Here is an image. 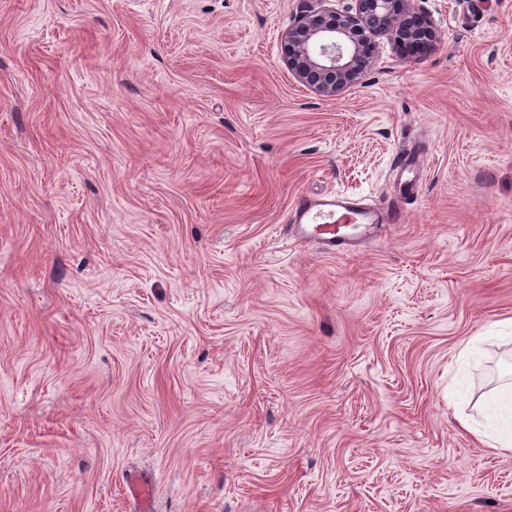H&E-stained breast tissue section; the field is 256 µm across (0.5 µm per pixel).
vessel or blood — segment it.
<instances>
[{
    "instance_id": "obj_1",
    "label": "vessel or blood",
    "mask_w": 512,
    "mask_h": 512,
    "mask_svg": "<svg viewBox=\"0 0 512 512\" xmlns=\"http://www.w3.org/2000/svg\"><path fill=\"white\" fill-rule=\"evenodd\" d=\"M402 218L398 202L370 203L339 192L300 194L289 207L283 229L293 242L315 246L327 255H344L357 247L358 236H373L383 225L401 223ZM128 492L141 512H153L152 485L134 479Z\"/></svg>"
}]
</instances>
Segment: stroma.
<instances>
[{
	"label": "stroma",
	"instance_id": "obj_1",
	"mask_svg": "<svg viewBox=\"0 0 512 512\" xmlns=\"http://www.w3.org/2000/svg\"><path fill=\"white\" fill-rule=\"evenodd\" d=\"M298 5L0 0V512H512L460 423L512 353V0H412L441 43L332 99ZM408 182L354 252L280 233ZM128 493L139 503L142 512L153 511L155 492L152 485L138 479H131L128 482Z\"/></svg>",
	"mask_w": 512,
	"mask_h": 512
}]
</instances>
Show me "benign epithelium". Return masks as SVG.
<instances>
[{"instance_id":"7a95c632","label":"benign epithelium","mask_w":512,"mask_h":512,"mask_svg":"<svg viewBox=\"0 0 512 512\" xmlns=\"http://www.w3.org/2000/svg\"><path fill=\"white\" fill-rule=\"evenodd\" d=\"M411 0H302L299 15L281 38L282 60L325 98L360 84L379 60L382 43L414 35L405 21Z\"/></svg>"}]
</instances>
